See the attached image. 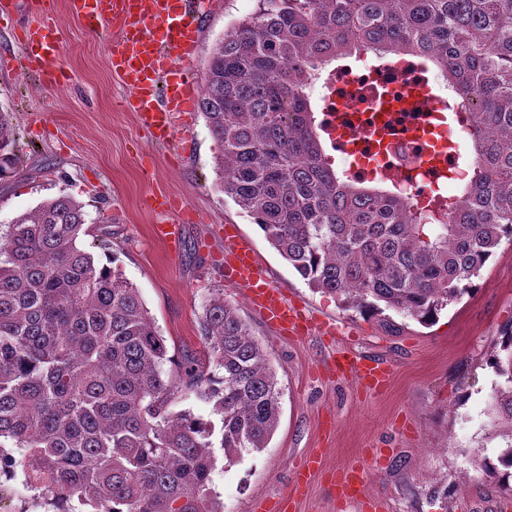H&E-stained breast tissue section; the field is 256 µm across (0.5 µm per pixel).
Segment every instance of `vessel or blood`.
Returning <instances> with one entry per match:
<instances>
[{
    "mask_svg": "<svg viewBox=\"0 0 512 512\" xmlns=\"http://www.w3.org/2000/svg\"><path fill=\"white\" fill-rule=\"evenodd\" d=\"M44 0H28L38 22L23 31L21 45L29 69L41 74L52 87L65 84L63 71L51 66L60 46V31L43 17ZM71 15L89 18L92 27H113L109 46L113 74L130 90L128 110L135 112L142 128L158 142L174 136L176 113L194 111L195 87L184 77L183 69L196 55L203 13L190 0H67ZM148 205L156 216L153 237L169 247H177L183 226L179 208L171 196L150 194ZM228 243L217 261L226 278L242 286L249 304L275 329L301 334L311 329L312 317L302 306L285 297L258 268L251 241L236 234L233 226L224 229ZM336 373L352 376L366 391L386 387L392 377L390 367L381 361L362 360L339 353L333 363ZM322 464L321 457L309 455L296 469L294 493L280 501V512H290L297 497L308 491L311 478ZM336 497L344 503L359 504L364 498L363 478L356 469L339 472L334 483Z\"/></svg>",
    "mask_w": 512,
    "mask_h": 512,
    "instance_id": "b4317fda",
    "label": "vessel or blood"
}]
</instances>
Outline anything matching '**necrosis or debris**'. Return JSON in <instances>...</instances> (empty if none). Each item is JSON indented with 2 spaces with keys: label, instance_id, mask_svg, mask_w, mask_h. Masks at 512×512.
Here are the masks:
<instances>
[{
  "label": "necrosis or debris",
  "instance_id": "obj_1",
  "mask_svg": "<svg viewBox=\"0 0 512 512\" xmlns=\"http://www.w3.org/2000/svg\"><path fill=\"white\" fill-rule=\"evenodd\" d=\"M316 85L326 132L348 175L388 182L425 213L457 203L448 178L466 174L472 161L448 129V95L422 61L335 69Z\"/></svg>",
  "mask_w": 512,
  "mask_h": 512
}]
</instances>
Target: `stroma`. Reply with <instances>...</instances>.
<instances>
[{
    "mask_svg": "<svg viewBox=\"0 0 512 512\" xmlns=\"http://www.w3.org/2000/svg\"><path fill=\"white\" fill-rule=\"evenodd\" d=\"M257 0H214L197 55L186 72L202 87L214 45ZM26 0L0 15V108L13 112L23 164L0 178V225L67 195L82 202V244L99 263L113 264L139 293L167 340L174 375L184 355L200 353L197 317L216 290L232 303L266 349L281 389L279 425L267 448L234 462L219 460L211 487L224 512H274L292 490L295 468L309 453L323 473L296 512H360L338 506L331 475L353 465L364 473L367 498L382 512H512V496L483 465L494 456L491 395L498 381L489 358L512 324V244H502L475 279V289L429 325L399 315L369 316L314 291L266 241L253 219L225 196L214 172L217 146L202 112L183 115L174 140L161 144L123 108L127 88L108 60L112 28L89 29L56 4L63 39L55 63L68 81L44 89L12 68L17 36L32 20ZM161 189L182 201L187 224L179 250L155 241L156 217L146 198ZM234 225L252 241L258 264L288 296L322 319L344 323V334L316 330L283 336L265 324L242 288L210 262L223 250L221 230ZM380 359L392 370L386 388L366 392L334 373L335 352ZM0 495V512H49L16 471Z\"/></svg>",
    "mask_w": 512,
    "mask_h": 512,
    "instance_id": "obj_1",
    "label": "stroma"
}]
</instances>
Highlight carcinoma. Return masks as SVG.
<instances>
[{
    "instance_id": "1",
    "label": "carcinoma",
    "mask_w": 512,
    "mask_h": 512,
    "mask_svg": "<svg viewBox=\"0 0 512 512\" xmlns=\"http://www.w3.org/2000/svg\"><path fill=\"white\" fill-rule=\"evenodd\" d=\"M374 49L425 58L460 97L474 172L456 208L426 216L336 171L306 89L332 61ZM199 108L224 194L307 285L362 313L427 323L473 290L512 243V0H257L208 61ZM0 108V176L19 170ZM82 203L41 202L0 229V477L20 466L55 512H220L218 458L260 452L281 390L267 352L216 292L204 347L172 361L137 288L79 245ZM492 366L496 462L512 491V330ZM207 414L169 410L178 388Z\"/></svg>"
}]
</instances>
